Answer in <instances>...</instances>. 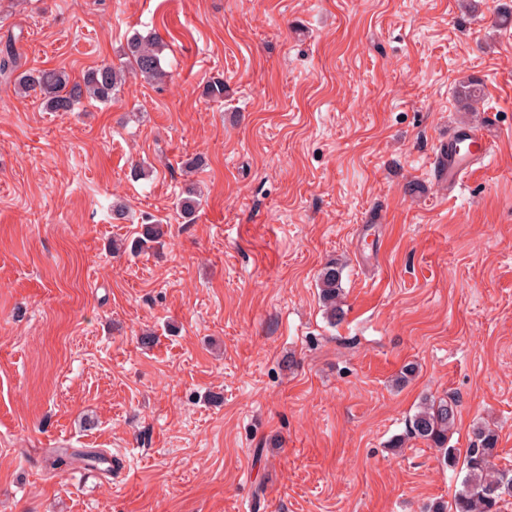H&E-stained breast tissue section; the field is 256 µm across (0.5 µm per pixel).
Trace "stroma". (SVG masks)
Wrapping results in <instances>:
<instances>
[{
	"label": "stroma",
	"instance_id": "1",
	"mask_svg": "<svg viewBox=\"0 0 512 512\" xmlns=\"http://www.w3.org/2000/svg\"><path fill=\"white\" fill-rule=\"evenodd\" d=\"M507 11L0 0L23 68L77 80L155 33L167 73L67 113L0 94V512H429L465 472L408 422L448 395L452 445L491 429L512 469ZM459 121L496 143L452 191ZM152 222L163 246L113 251ZM331 261L336 323L318 296ZM59 448L117 466L57 468Z\"/></svg>",
	"mask_w": 512,
	"mask_h": 512
}]
</instances>
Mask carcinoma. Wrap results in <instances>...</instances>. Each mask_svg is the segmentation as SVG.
<instances>
[{
	"label": "carcinoma",
	"mask_w": 512,
	"mask_h": 512,
	"mask_svg": "<svg viewBox=\"0 0 512 512\" xmlns=\"http://www.w3.org/2000/svg\"><path fill=\"white\" fill-rule=\"evenodd\" d=\"M162 39L154 34L147 37L133 35L123 51L134 73L151 82L160 83L166 77L161 64ZM0 76L4 86H13L14 92L37 91L43 96L48 110L71 112L84 99L108 103L125 83V67L102 64L86 70L81 80L70 82L61 70L21 69L19 56L12 43L5 45L0 57ZM200 205L198 193L192 186L182 192L177 209L184 218H192ZM162 225L146 224L131 248L141 251L160 243ZM341 275L336 264H327L319 274V295L331 322L341 318ZM457 404L452 398L431 399L424 402L410 419V434L438 449L445 462L456 463L464 456L466 474L461 489L454 498L453 512H503L505 496L512 497V472L494 466L497 457V435L482 427L474 429V439L465 453L449 445V434L457 419Z\"/></svg>",
	"instance_id": "cac0c4a2"
}]
</instances>
